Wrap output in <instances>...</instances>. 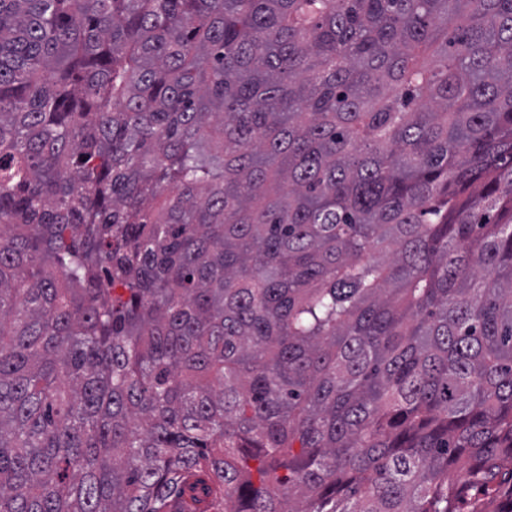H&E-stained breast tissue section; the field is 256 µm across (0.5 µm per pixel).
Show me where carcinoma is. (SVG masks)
Listing matches in <instances>:
<instances>
[{
    "instance_id": "carcinoma-1",
    "label": "carcinoma",
    "mask_w": 512,
    "mask_h": 512,
    "mask_svg": "<svg viewBox=\"0 0 512 512\" xmlns=\"http://www.w3.org/2000/svg\"><path fill=\"white\" fill-rule=\"evenodd\" d=\"M0 512H512V0H0Z\"/></svg>"
}]
</instances>
